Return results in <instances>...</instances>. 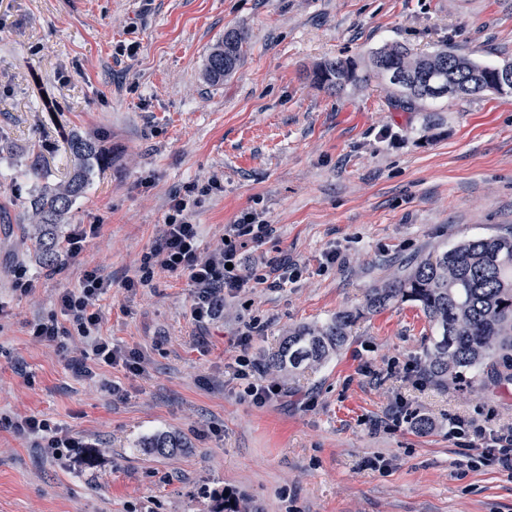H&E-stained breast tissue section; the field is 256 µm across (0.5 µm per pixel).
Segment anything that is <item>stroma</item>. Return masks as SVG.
Wrapping results in <instances>:
<instances>
[{"label": "stroma", "mask_w": 512, "mask_h": 512, "mask_svg": "<svg viewBox=\"0 0 512 512\" xmlns=\"http://www.w3.org/2000/svg\"><path fill=\"white\" fill-rule=\"evenodd\" d=\"M229 29L247 50L213 84L204 64ZM392 42L512 62V0H0V414L50 419L89 444L52 459L0 425V512H214L215 491L241 512H512V473L468 469L465 440L448 436L459 418L512 427V384L414 386L406 369L432 329L412 303L359 318L345 349L266 404L232 375L249 324L260 367L289 327L361 306L414 259L512 231V92L402 112L388 81L333 94L305 78ZM74 133L98 137L110 163L67 222L100 229L45 268L23 240L29 200L72 167ZM213 176L191 209L201 250L249 218L268 234L239 252L292 278L227 295L200 323L187 277L125 282L173 197ZM93 269L112 283L99 333L142 352L144 373L93 363L79 375L32 335ZM420 415L432 429H412ZM161 431L189 449L139 448Z\"/></svg>", "instance_id": "stroma-1"}]
</instances>
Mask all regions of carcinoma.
Segmentation results:
<instances>
[{
	"instance_id": "carcinoma-1",
	"label": "carcinoma",
	"mask_w": 512,
	"mask_h": 512,
	"mask_svg": "<svg viewBox=\"0 0 512 512\" xmlns=\"http://www.w3.org/2000/svg\"><path fill=\"white\" fill-rule=\"evenodd\" d=\"M248 42L245 32L230 29L210 52L205 74L218 82L241 64ZM453 68L462 78L490 76L494 66L481 64L445 48L415 55L401 43L386 44L372 52L365 68L351 58L318 63L307 78L331 91L372 77L390 80L398 96L394 105L411 108L418 102L444 97L422 83L424 74ZM74 159L73 173L65 181L36 196L32 202L34 223L29 225L30 249L38 261L55 264L58 246L65 237L63 221L73 203L87 190L95 171L108 165L99 139L77 135L68 144ZM410 302L420 308L436 336L427 348L422 374L444 387L468 373L485 385L512 382V233L474 237L437 254L416 259L402 274L366 295L363 307L336 313L323 324H301L288 329L279 347L267 360L266 374L293 375L301 368L318 366L339 353L351 329L364 313L380 312L395 303ZM145 451L162 457L180 455L185 439L174 433H158L141 441Z\"/></svg>"
}]
</instances>
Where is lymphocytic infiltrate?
<instances>
[{
	"label": "lymphocytic infiltrate",
	"mask_w": 512,
	"mask_h": 512,
	"mask_svg": "<svg viewBox=\"0 0 512 512\" xmlns=\"http://www.w3.org/2000/svg\"><path fill=\"white\" fill-rule=\"evenodd\" d=\"M188 203L175 198L171 211L159 230L158 240L146 258L141 274L128 280L131 288L147 286L155 271L187 275L197 290L193 315L197 320L213 317L216 303L224 292H238L248 287L250 278L243 268L245 259L237 249L239 239L261 238L266 227L241 221L227 225L225 241L214 249L203 252L198 246L199 230L190 219ZM110 286L98 271L86 272L78 291L63 292L59 298L60 314L49 317L33 327V335L42 342L55 343L68 331H75L84 340L75 361L84 364L91 359L109 366L121 365L142 373L144 358L141 353L114 346L99 334L100 301ZM66 317L67 326H60L59 317ZM10 428L19 435L41 442L44 451L53 458L84 447L82 438L59 429L49 420L29 415L11 420Z\"/></svg>",
	"instance_id": "f902f5d3"
}]
</instances>
